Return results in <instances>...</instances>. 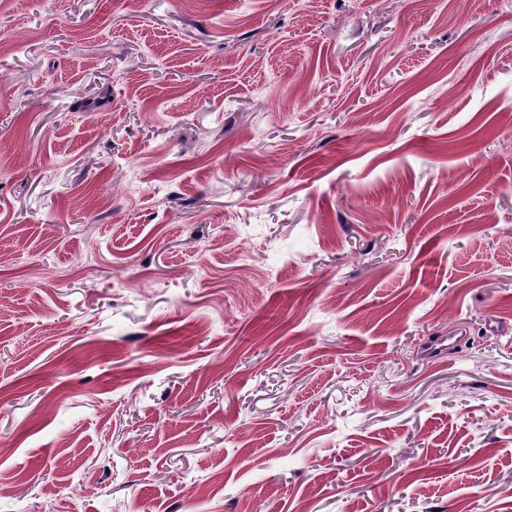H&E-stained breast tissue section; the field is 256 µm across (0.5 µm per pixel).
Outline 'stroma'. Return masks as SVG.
Here are the masks:
<instances>
[{"label":"stroma","instance_id":"1","mask_svg":"<svg viewBox=\"0 0 512 512\" xmlns=\"http://www.w3.org/2000/svg\"><path fill=\"white\" fill-rule=\"evenodd\" d=\"M462 506L512 512V0H0V512Z\"/></svg>","mask_w":512,"mask_h":512}]
</instances>
